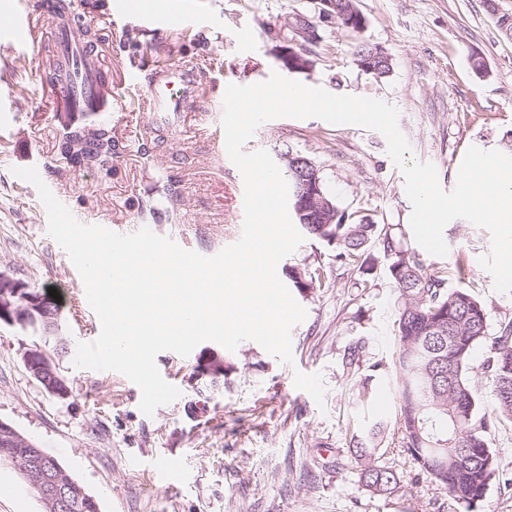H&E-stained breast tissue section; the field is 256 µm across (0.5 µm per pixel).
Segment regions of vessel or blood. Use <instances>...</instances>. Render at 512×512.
<instances>
[{
  "instance_id": "obj_1",
  "label": "vessel or blood",
  "mask_w": 512,
  "mask_h": 512,
  "mask_svg": "<svg viewBox=\"0 0 512 512\" xmlns=\"http://www.w3.org/2000/svg\"><path fill=\"white\" fill-rule=\"evenodd\" d=\"M52 38L57 45V68L70 74V80L61 95L53 100V110L64 115L68 124H75L77 116H84L87 125H94L112 112V87L107 73L99 66L94 54L80 44L72 34V26L55 21ZM151 92L145 99L148 112L162 118L176 116L186 122V101L198 92V74L195 69L162 68L149 79Z\"/></svg>"
}]
</instances>
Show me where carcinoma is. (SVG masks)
Instances as JSON below:
<instances>
[{
    "label": "carcinoma",
    "instance_id": "1",
    "mask_svg": "<svg viewBox=\"0 0 512 512\" xmlns=\"http://www.w3.org/2000/svg\"><path fill=\"white\" fill-rule=\"evenodd\" d=\"M353 6L355 0H331L328 10L345 28L359 34L362 28L352 20ZM106 132L108 127L103 125L89 137L77 131L74 142L79 147L61 143L59 152L78 167L86 160L81 146L97 144L103 161L112 156V137ZM296 221L308 237L335 243L336 259L344 264L362 262L372 242L378 243L389 261L398 301L393 354L396 434L419 472L469 510L491 486L512 488V481L503 480L491 439L497 428L512 427V322L501 325L498 335H490L485 306L468 289L448 286V268L427 270L416 251L379 225L364 223L354 212L336 206L331 224H320L309 214L296 217ZM289 277L297 288L325 284L320 265L302 273L292 270ZM481 346L488 351V409L470 376L472 355ZM364 352V342L350 344L343 355L344 366L360 368ZM387 433L388 427L382 423L369 427L357 423L347 431L361 480L379 493L399 484L396 472L379 463L380 445ZM64 495L67 512H100L98 502L71 477Z\"/></svg>",
    "mask_w": 512,
    "mask_h": 512
}]
</instances>
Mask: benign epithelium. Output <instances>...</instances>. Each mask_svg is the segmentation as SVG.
<instances>
[{"label":"benign epithelium","instance_id":"1","mask_svg":"<svg viewBox=\"0 0 512 512\" xmlns=\"http://www.w3.org/2000/svg\"><path fill=\"white\" fill-rule=\"evenodd\" d=\"M330 17H332L330 12L322 10L316 18L304 14H296L288 18V28L292 31L294 42L301 48V52L298 53L292 48L285 50L281 56L285 68L290 71L305 69L304 54L307 53L308 46L317 37V20ZM307 167L313 169L314 177L311 178L307 173H302L300 213H314L323 220V223L330 224L332 223L330 219L331 206L320 189V170L313 168L310 161L307 162ZM26 288H28L26 283L14 279L6 273H0V322L9 325L26 322V319L19 317L22 307L15 302V298L18 296L27 301L29 305L37 307L45 322H53L55 314L52 310L41 303V298L24 294ZM22 359L27 369L48 393L61 399L69 396V386L54 374L51 359L41 347L33 346L26 349ZM0 444L6 448L27 449L26 461L21 467V472L28 477H37L41 500L51 512H57L65 507L62 491L64 473L57 464L49 461L31 440L1 420Z\"/></svg>","mask_w":512,"mask_h":512}]
</instances>
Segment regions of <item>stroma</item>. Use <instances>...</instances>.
Listing matches in <instances>:
<instances>
[{
	"label": "stroma",
	"instance_id": "obj_1",
	"mask_svg": "<svg viewBox=\"0 0 512 512\" xmlns=\"http://www.w3.org/2000/svg\"><path fill=\"white\" fill-rule=\"evenodd\" d=\"M367 19L361 35L335 20L320 23L309 69L294 80L336 95L382 100L399 111V128L414 156L432 162L444 190H453L466 150L477 146L512 155V38L497 18L512 16V0H357ZM321 0H165L152 15H136L131 0H73L76 34L92 29L94 52L112 75L120 106L107 121L117 144L104 169L72 166L59 153L64 134L51 102L57 77L46 0H0V271L40 289H55L57 336L0 324V420L54 455L66 472L97 498L100 512H465L447 492L419 474L397 444L384 443L380 462L400 478L378 494L360 479L346 437L358 421L394 422L362 403V373L347 370L346 346L363 340L364 363H390L394 352L396 294L378 247L366 268L336 260L335 246L304 239L277 266L323 265L329 285L294 290L307 310L291 330V362L246 340L235 351L214 342L186 357L157 355L161 376L180 390L153 416L139 409L140 391L114 371L77 369L78 343L97 339L101 323L88 308L81 278L66 251L47 232V214L36 188L13 175L34 167L43 182L84 224H108L120 234L141 226L175 238L205 256L236 242L243 223V179L230 161L222 127L227 85L264 81L283 72L280 54L288 16L318 15ZM34 36L15 39V25ZM247 29L250 43L237 34ZM362 40L391 58L382 78L362 71L352 45ZM480 55L485 74L471 66ZM200 72L202 93L189 105L210 133L173 126L154 131L139 103L144 85L129 71L150 74L158 64ZM301 151L320 169L338 206L385 225L414 245L412 207L402 172L387 154L385 137L359 126L317 118H278L261 124L245 151L263 149L282 163L286 148ZM446 256H425L429 267L455 269L464 262V284L486 307L490 331L512 321V295L494 291L479 264L489 254L487 230L467 220L447 224ZM374 288L364 290L363 279ZM67 352H59V344ZM40 346L67 378L71 394L49 395L30 375L22 352ZM224 359L223 376L202 374L209 352ZM319 390L304 391L306 379ZM179 470L159 478L171 462ZM0 512H45L31 482L0 460Z\"/></svg>",
	"mask_w": 512,
	"mask_h": 512
}]
</instances>
